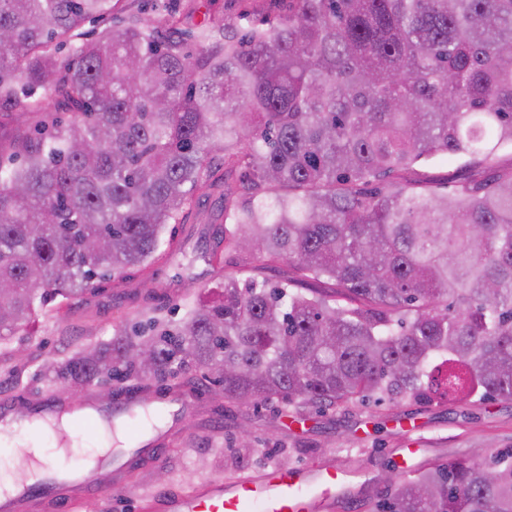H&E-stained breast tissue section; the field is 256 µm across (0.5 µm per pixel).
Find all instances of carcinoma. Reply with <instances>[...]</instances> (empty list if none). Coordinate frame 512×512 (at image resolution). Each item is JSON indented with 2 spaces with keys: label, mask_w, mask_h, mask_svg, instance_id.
Returning a JSON list of instances; mask_svg holds the SVG:
<instances>
[{
  "label": "carcinoma",
  "mask_w": 512,
  "mask_h": 512,
  "mask_svg": "<svg viewBox=\"0 0 512 512\" xmlns=\"http://www.w3.org/2000/svg\"><path fill=\"white\" fill-rule=\"evenodd\" d=\"M278 2L239 36L215 13L161 28L145 0H0V111L49 128L0 140V339L38 301L174 257L166 226L220 187L204 260L222 246L288 275L226 273L181 323L117 332L53 379L195 370L230 400L317 408L511 401L512 0ZM443 155L460 161L446 194L415 170ZM216 157L237 180L212 181ZM370 505L512 512V451L435 462Z\"/></svg>",
  "instance_id": "1"
}]
</instances>
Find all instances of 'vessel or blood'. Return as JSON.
Masks as SVG:
<instances>
[{
  "label": "vessel or blood",
  "instance_id": "b4317fda",
  "mask_svg": "<svg viewBox=\"0 0 512 512\" xmlns=\"http://www.w3.org/2000/svg\"><path fill=\"white\" fill-rule=\"evenodd\" d=\"M185 408V399L176 395L151 400L134 394L109 405L88 396L79 407L77 425L95 428L115 418L136 419L155 411L165 412L176 422ZM65 410V405L51 394L22 407L16 400L4 399L0 401V430L6 432L18 422L54 417ZM342 484L341 473L327 466L308 476L274 468L240 475L228 485L208 480L186 489L148 492L141 496L138 508L140 512H307L312 491H319L321 497L332 500ZM102 490L98 480L79 464L72 466L69 479L52 475L12 492H0V512H29L35 505L43 512H81L84 502Z\"/></svg>",
  "mask_w": 512,
  "mask_h": 512
}]
</instances>
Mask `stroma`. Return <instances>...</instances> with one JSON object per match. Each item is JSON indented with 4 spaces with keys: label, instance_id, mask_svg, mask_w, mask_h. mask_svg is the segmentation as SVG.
Returning a JSON list of instances; mask_svg holds the SVG:
<instances>
[{
    "label": "stroma",
    "instance_id": "1",
    "mask_svg": "<svg viewBox=\"0 0 512 512\" xmlns=\"http://www.w3.org/2000/svg\"><path fill=\"white\" fill-rule=\"evenodd\" d=\"M177 9L193 21L213 13L242 28L245 16L260 17L275 8L274 0H177ZM218 197L194 203L180 223L167 225L165 237L185 241L183 254L153 265L168 287L163 298L145 299L143 289L101 290L83 299L51 302L38 308L35 324L0 341V399L18 395L56 394L58 385L47 369L64 363L82 348L109 342L115 331L137 323H179L200 289L212 286L224 272L252 275L251 265L234 253L223 264L209 267L198 255L210 238L199 231L206 223L220 225ZM197 281H188V273ZM182 393L191 408L179 423L162 420L154 430L163 436L162 460L140 455L125 441L126 463L121 474L123 495L105 493L89 500L83 512H138L142 493L188 487L201 480H231L242 472L274 466L308 467L322 464L345 477L335 507L313 500L310 512H370L369 498L384 487L389 466L413 476L433 462L472 457L512 448V401L472 396L465 403H437L406 398L396 403H348L330 409L308 405H253L225 399L218 387L189 371ZM58 466L93 455L103 444L99 429L45 433Z\"/></svg>",
    "mask_w": 512,
    "mask_h": 512
}]
</instances>
